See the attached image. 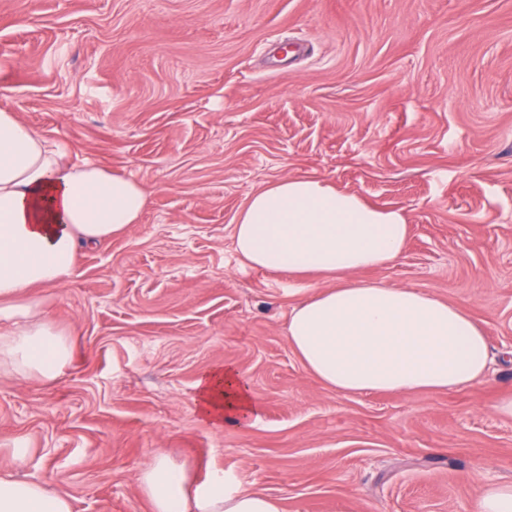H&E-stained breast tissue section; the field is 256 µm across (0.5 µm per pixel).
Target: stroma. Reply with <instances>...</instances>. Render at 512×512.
I'll return each instance as SVG.
<instances>
[{
    "mask_svg": "<svg viewBox=\"0 0 512 512\" xmlns=\"http://www.w3.org/2000/svg\"><path fill=\"white\" fill-rule=\"evenodd\" d=\"M1 86L148 203L31 292L73 357L52 384L0 370V469L72 512H152L159 453L281 512H471L475 482L512 483V0H0ZM293 175L404 215L402 254L355 278L467 311L484 380L344 396L305 371L288 316L316 279L241 266L232 242ZM226 365L258 411L217 428L197 383Z\"/></svg>",
    "mask_w": 512,
    "mask_h": 512,
    "instance_id": "1",
    "label": "stroma"
}]
</instances>
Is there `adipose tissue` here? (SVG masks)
I'll list each match as a JSON object with an SVG mask.
<instances>
[{
	"mask_svg": "<svg viewBox=\"0 0 512 512\" xmlns=\"http://www.w3.org/2000/svg\"><path fill=\"white\" fill-rule=\"evenodd\" d=\"M147 194L137 180L72 160L16 113L0 109V367L56 381L72 347L25 298L73 275L79 248L138 223ZM409 226L400 211L373 206L323 179L289 176L252 194L233 227L242 266L271 274H316L328 286L293 307L288 343L305 370L341 395L443 391L480 381L489 343L464 309L407 287L354 280L402 253ZM199 411L236 425L258 409L233 367L198 382ZM153 512H281L277 499L233 478L192 481L186 468L157 457L141 477ZM0 512H71L64 494L0 474Z\"/></svg>",
	"mask_w": 512,
	"mask_h": 512,
	"instance_id": "adipose-tissue-1",
	"label": "adipose tissue"
}]
</instances>
